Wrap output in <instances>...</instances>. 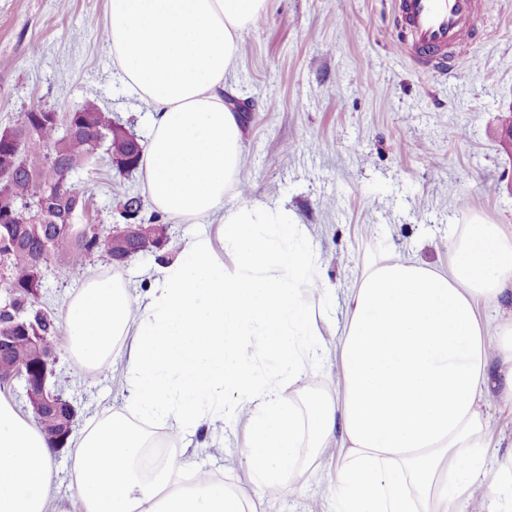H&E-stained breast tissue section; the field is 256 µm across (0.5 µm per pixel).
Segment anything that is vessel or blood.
<instances>
[{
    "mask_svg": "<svg viewBox=\"0 0 512 512\" xmlns=\"http://www.w3.org/2000/svg\"><path fill=\"white\" fill-rule=\"evenodd\" d=\"M479 10V0H391L396 46L420 71L451 75L468 57Z\"/></svg>",
    "mask_w": 512,
    "mask_h": 512,
    "instance_id": "vessel-or-blood-1",
    "label": "vessel or blood"
}]
</instances>
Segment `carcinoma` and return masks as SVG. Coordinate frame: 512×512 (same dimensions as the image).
<instances>
[{
	"label": "carcinoma",
	"mask_w": 512,
	"mask_h": 512,
	"mask_svg": "<svg viewBox=\"0 0 512 512\" xmlns=\"http://www.w3.org/2000/svg\"><path fill=\"white\" fill-rule=\"evenodd\" d=\"M79 116L89 122L91 133L103 136L106 145L112 146V154H125L126 141L112 130V113L94 104H86L69 117ZM14 127L19 134L32 133V141L22 159L14 156V150L0 140V169L11 172L13 183L9 187L13 207L10 213L0 220V252H4L9 274L4 288L13 298L10 305L0 306V329L19 337L9 352L11 362L28 364L34 356V349L23 340L25 336L37 334L45 343L54 341L57 333L56 319L42 307L26 308L18 313V308L28 297L32 288H43V279L35 276L37 263L53 260L52 246L40 240V224L33 221L40 210V186L51 184L63 193L83 192L78 182L82 174L89 172L95 159L94 142L90 136L73 138L64 125L56 122L48 112H35L29 108L18 113ZM53 140L61 145L62 162L52 166L36 147L38 140ZM119 216L125 221L123 230L129 240L138 237L136 230L142 224L143 202L137 193H127L117 202ZM101 254L112 257V233H103L93 224L87 223L84 232L64 255L69 269L81 270L89 257Z\"/></svg>",
	"instance_id": "carcinoma-1"
}]
</instances>
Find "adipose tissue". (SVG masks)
Here are the masks:
<instances>
[{
	"instance_id": "ef3b65f1",
	"label": "adipose tissue",
	"mask_w": 512,
	"mask_h": 512,
	"mask_svg": "<svg viewBox=\"0 0 512 512\" xmlns=\"http://www.w3.org/2000/svg\"><path fill=\"white\" fill-rule=\"evenodd\" d=\"M269 0H109L104 29L128 85L152 106L144 180L154 208L202 233L156 266L145 297L88 273L61 321L84 370L120 374L121 408L74 439L81 512H257L296 475L299 449L343 453L337 512H465L481 487L489 400L512 405V318L479 304L512 285V239L468 224L444 270L387 251L346 296L334 349L318 328L333 290L312 238L280 207H228L243 179L241 130L224 105L239 36ZM498 356L503 385H493ZM335 358V393L312 388ZM269 369L256 379L254 366ZM294 398H283L284 389ZM237 400L226 404L225 392ZM245 415L254 498L176 459L144 470L153 427L178 438ZM53 443L0 397V512H47Z\"/></svg>"
}]
</instances>
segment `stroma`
<instances>
[{
	"label": "stroma",
	"instance_id": "obj_1",
	"mask_svg": "<svg viewBox=\"0 0 512 512\" xmlns=\"http://www.w3.org/2000/svg\"><path fill=\"white\" fill-rule=\"evenodd\" d=\"M107 6L108 0H0V128L39 104L63 112L92 103L149 140L150 104L125 82L98 36ZM482 10L496 36L470 49L480 72L463 62L445 79L419 71L396 48L391 0H269L267 12L239 37L224 95L243 108L249 190H230L224 204L279 205L304 225L324 277L336 287L332 314L366 258L394 250L447 265L452 240L477 220L512 238V150L500 137L501 119L512 111V0H483ZM82 186L94 192L97 222L108 232L122 227L118 197L145 191L142 171L105 166ZM167 255L147 251L115 268L96 254L86 266L117 271L142 295L146 270ZM79 286L63 262H52L39 303L60 313ZM56 355L50 384L75 406L74 431L122 405L121 379L81 369L65 333L56 335ZM487 414L486 465L495 469L512 462V408L495 402ZM246 436V421L228 417L187 433L170 452L249 493ZM336 462L321 457L303 491L264 496L263 512H336L335 499L320 488ZM72 466L71 447L55 451L61 512L81 507Z\"/></svg>",
	"mask_w": 512,
	"mask_h": 512
}]
</instances>
